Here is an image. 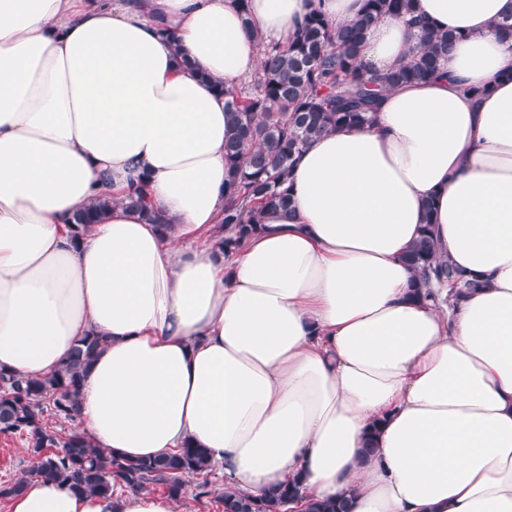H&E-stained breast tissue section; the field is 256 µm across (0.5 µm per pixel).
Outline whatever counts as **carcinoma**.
I'll return each instance as SVG.
<instances>
[{
  "mask_svg": "<svg viewBox=\"0 0 512 512\" xmlns=\"http://www.w3.org/2000/svg\"><path fill=\"white\" fill-rule=\"evenodd\" d=\"M412 0H365L361 12L345 23H332L312 7L294 40L286 46H264L261 69L249 80L224 94L228 132L224 145V251L242 247L265 227L269 213L292 212L288 177L297 158L311 141L328 133L372 121L378 92L424 81L438 74L457 36L424 28L420 49L405 66L368 77L357 72L366 31L385 16L404 18ZM121 202L142 212L147 221L162 224V216L148 206L138 185H131ZM99 198L78 211L75 224L89 226L109 208ZM417 273L415 293L428 297L431 281L460 297L480 287L438 254L432 227L406 256ZM103 342L97 335L76 344L57 371L42 378L0 372V435L27 438L28 451L38 466L14 482L0 484V498L23 489L29 477H49L78 493L111 495L116 489L149 490L161 486L172 498L185 494L187 479L208 469L202 448L187 446L161 457L130 461L97 447L80 430L49 426L46 417L65 422L78 417L85 373ZM198 500L216 499L223 512H284L303 498L300 482L266 493L261 498L228 491L215 494L204 478L195 485ZM305 512H347L342 500H311Z\"/></svg>",
  "mask_w": 512,
  "mask_h": 512,
  "instance_id": "1",
  "label": "carcinoma"
}]
</instances>
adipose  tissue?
<instances>
[{
  "mask_svg": "<svg viewBox=\"0 0 512 512\" xmlns=\"http://www.w3.org/2000/svg\"><path fill=\"white\" fill-rule=\"evenodd\" d=\"M413 4L459 36L443 77L314 140L288 181L294 220L267 216L228 253L212 84L257 72L310 0H0V370L43 377L94 333L78 417L113 456L201 448L225 489L298 478L350 512H512V38L497 30L512 0ZM418 49L386 16L358 65ZM136 180L166 225L122 205ZM428 221L481 281L449 306L411 295ZM9 505L179 512L49 478Z\"/></svg>",
  "mask_w": 512,
  "mask_h": 512,
  "instance_id": "obj_1",
  "label": "adipose tissue"
}]
</instances>
